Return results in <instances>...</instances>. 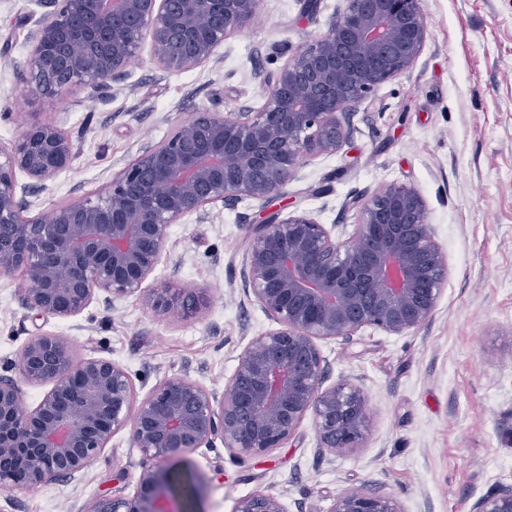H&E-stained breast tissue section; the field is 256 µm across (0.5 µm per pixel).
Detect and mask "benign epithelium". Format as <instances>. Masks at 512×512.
Masks as SVG:
<instances>
[{
	"label": "benign epithelium",
	"instance_id": "1",
	"mask_svg": "<svg viewBox=\"0 0 512 512\" xmlns=\"http://www.w3.org/2000/svg\"><path fill=\"white\" fill-rule=\"evenodd\" d=\"M328 35L296 50L265 81L260 112L202 110L112 175L94 198L29 215L18 174L45 187L73 146L53 123L0 144V275L21 271L23 302L71 318L99 297L142 290L161 262L168 229L221 202L267 201L314 154L352 137L358 104L401 75L427 39L420 0H346ZM259 0H53L29 35L25 92L60 101L124 73L150 43L163 68L185 71L218 54L257 13ZM247 292L275 324L253 337L220 394L185 376L139 394L108 358L73 361L52 333L31 338L17 366L51 385L30 408L17 380L0 377V489L29 492L82 473L112 437L129 430L146 463L136 493L96 499L86 512H192L173 494L169 460L219 440L234 455L265 456L311 417L320 448L361 447L366 399L344 379L325 385L317 341H348L372 326L402 335L425 324L448 277L420 194L403 185L360 206L353 236L336 237L307 211L253 225L243 263ZM233 512H287L281 497L251 493ZM329 512H404L390 494L345 491ZM469 512H512V483L497 482Z\"/></svg>",
	"mask_w": 512,
	"mask_h": 512
}]
</instances>
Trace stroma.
Returning <instances> with one entry per match:
<instances>
[{"instance_id": "stroma-1", "label": "stroma", "mask_w": 512, "mask_h": 512, "mask_svg": "<svg viewBox=\"0 0 512 512\" xmlns=\"http://www.w3.org/2000/svg\"><path fill=\"white\" fill-rule=\"evenodd\" d=\"M343 0H260L216 59L163 69L142 52L124 75L57 103L26 94L29 34L38 0H0V143L26 128L58 125L74 156L29 196L48 213L97 195L141 148L191 113L265 102L263 79L293 51L328 32ZM428 26L413 66L363 100L341 151L307 159L272 203L211 205L204 219L171 225L142 291L82 314L43 318L25 307L20 273L0 276V376L18 377L20 349L41 333L62 335L73 359L105 357L140 393L181 375L220 392L247 342L272 326L248 295L243 256L253 224L273 211L313 212L351 234L357 204L397 183L423 197L448 279L432 318L391 335L366 327L348 341L322 340L329 383L358 378L370 428L360 448L322 451L311 419L268 456L224 447L177 458L202 484L198 512H233L239 498L279 495L288 512H329L344 489L393 495L405 512H469L497 482L512 480V0H421ZM183 289L197 308L162 317L150 293ZM145 464L128 431L113 436L81 474L31 492L0 490V512H84L95 497L133 496Z\"/></svg>"}]
</instances>
